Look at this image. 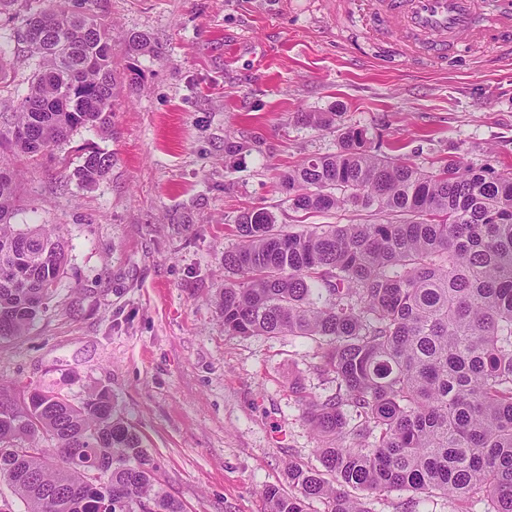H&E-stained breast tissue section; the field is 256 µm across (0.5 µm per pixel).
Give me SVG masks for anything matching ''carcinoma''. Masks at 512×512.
Here are the masks:
<instances>
[{
	"instance_id": "cac0c4a2",
	"label": "carcinoma",
	"mask_w": 512,
	"mask_h": 512,
	"mask_svg": "<svg viewBox=\"0 0 512 512\" xmlns=\"http://www.w3.org/2000/svg\"><path fill=\"white\" fill-rule=\"evenodd\" d=\"M93 0H0V31L25 45L15 111L0 119V341L24 335L66 274L55 224H16L17 175L5 153L43 156L109 122L118 47ZM318 128L334 112H305ZM336 152L284 172L289 205L306 214L347 206L403 217L291 231L246 209L224 251L216 304L227 336H297L321 352L336 392L305 418L318 464L286 463L289 491L262 490L267 512H368L361 492L405 490L404 512L436 497L462 512H512V172L463 158L428 171L380 153L363 129H338ZM112 155L73 173L90 187ZM0 386V482L25 512H185L160 465L106 389L78 405L50 391Z\"/></svg>"
}]
</instances>
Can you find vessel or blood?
<instances>
[{"mask_svg":"<svg viewBox=\"0 0 512 512\" xmlns=\"http://www.w3.org/2000/svg\"><path fill=\"white\" fill-rule=\"evenodd\" d=\"M367 41L393 43L400 61L447 60L449 51L512 43V0H336Z\"/></svg>","mask_w":512,"mask_h":512,"instance_id":"obj_1","label":"vessel or blood"}]
</instances>
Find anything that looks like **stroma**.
<instances>
[{
  "label": "stroma",
  "instance_id": "obj_1",
  "mask_svg": "<svg viewBox=\"0 0 512 512\" xmlns=\"http://www.w3.org/2000/svg\"><path fill=\"white\" fill-rule=\"evenodd\" d=\"M334 3L96 0L113 37L151 38L152 53L115 58L136 84L119 88L108 130L12 159L18 223L59 225L70 251L46 312L0 342V382L75 404L111 391L186 512H267L261 490L287 487L285 462L316 460L303 404L336 390L308 339L225 335L216 296L239 213L263 207L293 230L381 222L351 207L297 212L281 190V174L335 152L345 126L424 168L462 155L512 172V48L395 65ZM304 112L336 124L309 126ZM92 150L113 165L83 189L68 175Z\"/></svg>",
  "mask_w": 512,
  "mask_h": 512
}]
</instances>
